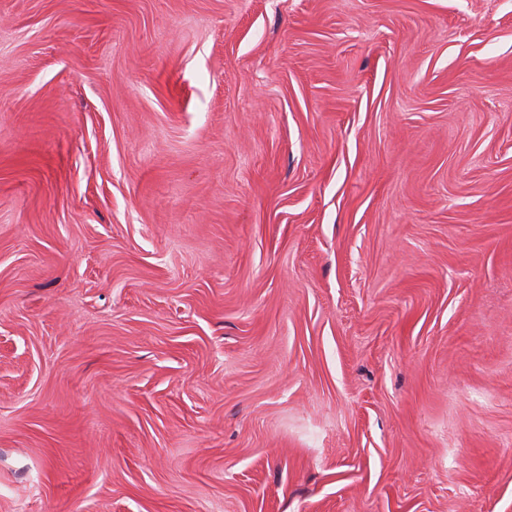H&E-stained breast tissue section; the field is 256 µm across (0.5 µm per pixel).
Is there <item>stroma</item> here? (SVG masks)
Returning a JSON list of instances; mask_svg holds the SVG:
<instances>
[{"mask_svg": "<svg viewBox=\"0 0 512 512\" xmlns=\"http://www.w3.org/2000/svg\"><path fill=\"white\" fill-rule=\"evenodd\" d=\"M0 512H512V0H0Z\"/></svg>", "mask_w": 512, "mask_h": 512, "instance_id": "35a3bbf8", "label": "stroma"}]
</instances>
